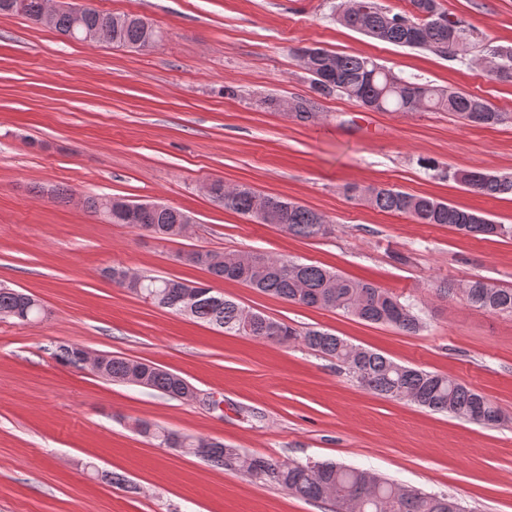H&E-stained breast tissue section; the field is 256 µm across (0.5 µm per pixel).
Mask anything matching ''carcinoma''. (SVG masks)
Here are the masks:
<instances>
[{
  "instance_id": "carcinoma-1",
  "label": "carcinoma",
  "mask_w": 512,
  "mask_h": 512,
  "mask_svg": "<svg viewBox=\"0 0 512 512\" xmlns=\"http://www.w3.org/2000/svg\"><path fill=\"white\" fill-rule=\"evenodd\" d=\"M414 14H392L376 0H344L338 21L347 27L363 31L377 40L410 48H434L456 55L482 43L479 33L444 11L438 0H411ZM44 0H0V15L22 14L36 24L43 23ZM101 11L94 0H84L56 12L49 28L77 41L93 43L92 38ZM109 43L117 46L150 47L161 35L142 18L130 14L116 15ZM310 55L307 71L312 75L317 93H338L368 109L390 112H417L434 108L451 112L464 120L480 125H495L501 121L497 112L484 99L458 91H449L400 77L376 62L361 56L337 53L322 47H300L296 54ZM490 56L497 63L495 76L512 81V47L495 48ZM448 177L480 195L497 198L512 195V176L471 171L459 179ZM347 192L358 196L371 207L385 213L408 215L418 224H440L466 232L476 238L489 237L487 227H496L483 214L407 193L401 190L370 186L349 187ZM213 199L227 210L265 223L268 209L278 212V225L288 233L302 238H316L329 233L328 224L317 211L286 198L260 193L248 185L226 187L214 182ZM129 201L107 196H89L84 206L90 213L113 224H130L150 232L159 240L181 235L179 217L182 211L168 207L161 211L144 210L133 218L123 215ZM184 260L191 266L206 270L211 276L242 283L261 293L313 309L340 311L370 323L389 324L406 333L421 328L415 305L377 287L375 284L346 277L319 265L300 263L284 257L259 252L226 255L212 250H195ZM112 267V282L128 289L150 304L175 313L189 307L187 315L213 325L229 334L283 344L296 341L302 346L346 365L364 388L385 398L406 400L436 412H445L463 419L480 416L478 423L500 422V410L489 399L447 375L401 365L383 354L356 346L320 330L300 332L288 324L253 311L244 316L245 308L207 285L198 284L200 297L187 304L191 286L179 278L151 274H135ZM459 291L471 305L492 313L512 314V288L493 286L482 279L469 280L458 288H441L444 294ZM45 316V310L32 294L0 286V318L29 323ZM77 344H62L55 348L54 358L69 366L79 363ZM101 377L129 383L144 379L142 387L158 391L170 398L185 400L186 381L176 373L160 369L152 363L107 355L98 371ZM140 432L168 448H185L210 465L226 470L241 467L236 462L240 452L222 443L213 446L209 456H202L196 442L176 432L150 422L139 423ZM246 472L260 478L270 477L293 495L305 500L330 501L334 512H465L458 500L406 488L364 468L347 467L335 462L302 464L264 457L251 458Z\"/></svg>"
}]
</instances>
